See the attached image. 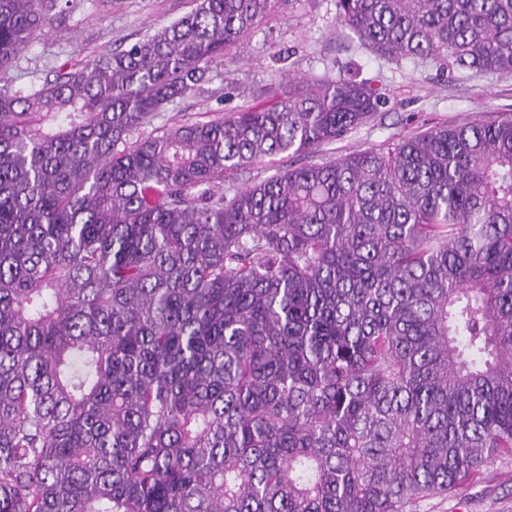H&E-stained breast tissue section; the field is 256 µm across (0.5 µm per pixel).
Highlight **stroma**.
<instances>
[{"instance_id": "stroma-1", "label": "stroma", "mask_w": 512, "mask_h": 512, "mask_svg": "<svg viewBox=\"0 0 512 512\" xmlns=\"http://www.w3.org/2000/svg\"><path fill=\"white\" fill-rule=\"evenodd\" d=\"M192 7V0H58L49 31L34 34L13 69L14 85L42 86L63 61L127 45ZM335 14V0H274L243 48L212 65L190 95L166 104L157 125L203 122L257 105L284 75L352 76L378 88L382 102L374 120L325 146L330 156L379 148L437 124L512 116V75L378 55L337 26ZM414 512H512V459L494 462L449 495L420 502Z\"/></svg>"}]
</instances>
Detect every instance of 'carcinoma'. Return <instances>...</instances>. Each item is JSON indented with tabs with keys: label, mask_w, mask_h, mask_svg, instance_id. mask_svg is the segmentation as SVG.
<instances>
[{
	"label": "carcinoma",
	"mask_w": 512,
	"mask_h": 512,
	"mask_svg": "<svg viewBox=\"0 0 512 512\" xmlns=\"http://www.w3.org/2000/svg\"><path fill=\"white\" fill-rule=\"evenodd\" d=\"M55 2L0 0V512H412L512 457V119L325 158L380 103L339 77L156 127L272 0L16 89ZM336 24L512 74V0ZM294 160H296V158L288 157L285 154L278 156L273 164L266 162L261 165L259 164L250 166L246 169L238 171L231 179H227L226 182H224L223 188H227L231 185L240 187L260 181L272 175L276 168L288 167L292 162H294Z\"/></svg>",
	"instance_id": "cac0c4a2"
}]
</instances>
